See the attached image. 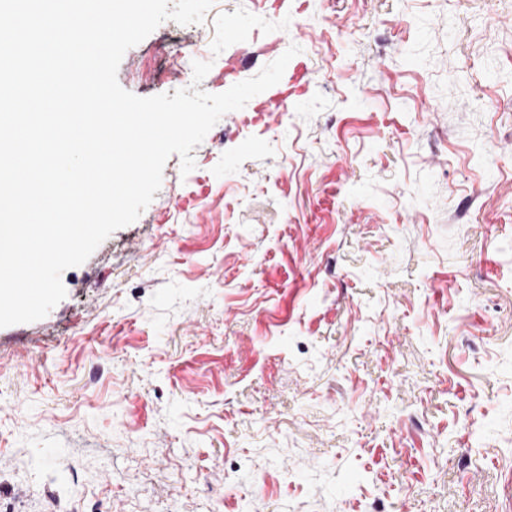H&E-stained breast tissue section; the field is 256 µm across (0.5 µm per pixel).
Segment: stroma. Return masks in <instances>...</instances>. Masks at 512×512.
<instances>
[{
    "label": "stroma",
    "mask_w": 512,
    "mask_h": 512,
    "mask_svg": "<svg viewBox=\"0 0 512 512\" xmlns=\"http://www.w3.org/2000/svg\"><path fill=\"white\" fill-rule=\"evenodd\" d=\"M255 15L124 54L140 97L308 73L0 328V512H512V0Z\"/></svg>",
    "instance_id": "1"
}]
</instances>
